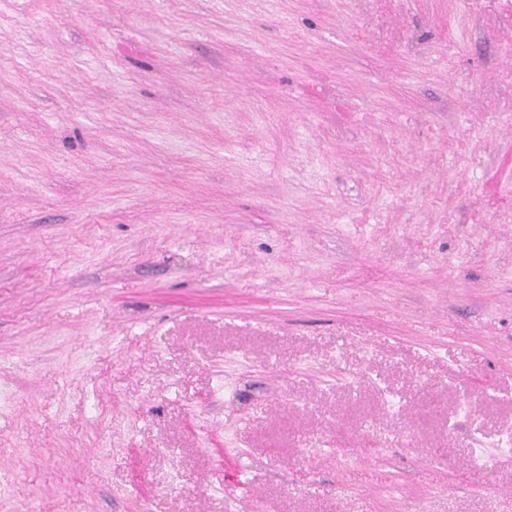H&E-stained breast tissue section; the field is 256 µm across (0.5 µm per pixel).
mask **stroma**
Instances as JSON below:
<instances>
[{"instance_id":"35a3bbf8","label":"stroma","mask_w":512,"mask_h":512,"mask_svg":"<svg viewBox=\"0 0 512 512\" xmlns=\"http://www.w3.org/2000/svg\"><path fill=\"white\" fill-rule=\"evenodd\" d=\"M0 512H512V0H0Z\"/></svg>"}]
</instances>
